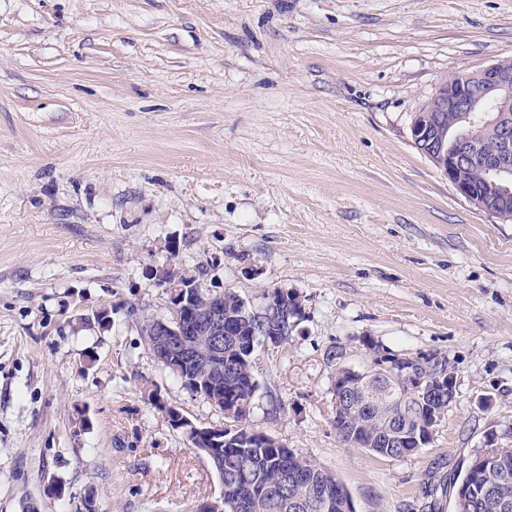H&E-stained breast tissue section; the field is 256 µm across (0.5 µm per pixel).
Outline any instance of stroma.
<instances>
[{
    "instance_id": "1",
    "label": "stroma",
    "mask_w": 512,
    "mask_h": 512,
    "mask_svg": "<svg viewBox=\"0 0 512 512\" xmlns=\"http://www.w3.org/2000/svg\"><path fill=\"white\" fill-rule=\"evenodd\" d=\"M506 57L512 0H0V512L219 495L148 399L225 422L143 341L169 261L256 305L302 296L288 344L257 352L251 420L354 512H419L431 474L512 448V223L409 135L442 83ZM365 336L455 367L415 455L336 436V368L368 365Z\"/></svg>"
}]
</instances>
